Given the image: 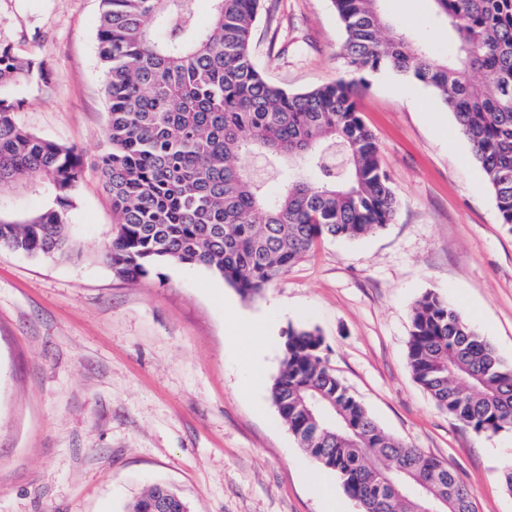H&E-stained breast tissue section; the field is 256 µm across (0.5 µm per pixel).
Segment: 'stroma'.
<instances>
[{"label":"stroma","instance_id":"35a3bbf8","mask_svg":"<svg viewBox=\"0 0 512 512\" xmlns=\"http://www.w3.org/2000/svg\"><path fill=\"white\" fill-rule=\"evenodd\" d=\"M394 28L444 59L454 51L429 0H383ZM100 0H0V42L45 61L20 84L18 122L85 154L68 257L0 249V512H126L157 483L191 512H325L336 475L300 448L270 388L288 328L321 355L394 438L444 462L478 512H512L502 475L512 433L479 434L439 410L407 366L415 303L448 299L512 362V225L428 87L369 75L361 118L398 200L394 221L356 240L327 238L245 299L199 267L161 263L127 281L104 259L112 201L93 167L106 149ZM331 0H264L252 32L266 77L304 91L350 76ZM262 381L243 364L262 321Z\"/></svg>","mask_w":512,"mask_h":512}]
</instances>
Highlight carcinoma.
<instances>
[{
	"instance_id": "1",
	"label": "carcinoma",
	"mask_w": 512,
	"mask_h": 512,
	"mask_svg": "<svg viewBox=\"0 0 512 512\" xmlns=\"http://www.w3.org/2000/svg\"><path fill=\"white\" fill-rule=\"evenodd\" d=\"M107 149L97 169L117 216L106 260L127 280L162 262L203 267L244 298L260 294L324 238L359 239L397 207L376 138L358 106L365 74L389 70L430 87L481 167L502 223L512 224V0H431L455 44L436 59L391 31L381 0H332L349 79L303 92L270 83L250 34L261 0H101ZM49 81L44 62L0 43V248L70 252L68 214L84 170L81 149L40 137L16 119L21 81ZM47 201L13 205L28 174ZM322 338L289 328L271 398L304 451L333 471L362 512H477L440 460L386 433L325 365ZM407 364L436 406L477 433L512 432V365L434 292L412 310ZM334 417L310 410L311 399ZM431 487L423 500L409 487ZM155 485L129 512H150Z\"/></svg>"
}]
</instances>
